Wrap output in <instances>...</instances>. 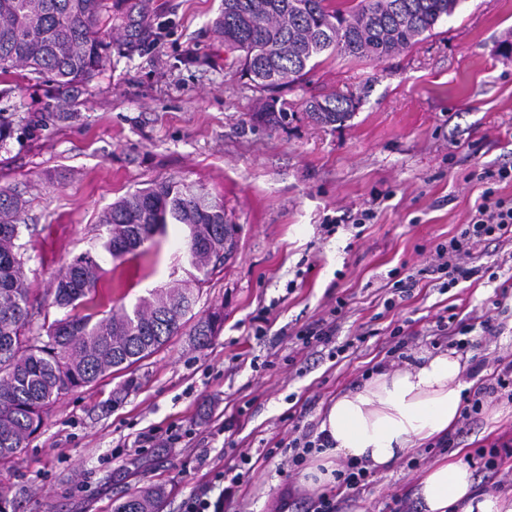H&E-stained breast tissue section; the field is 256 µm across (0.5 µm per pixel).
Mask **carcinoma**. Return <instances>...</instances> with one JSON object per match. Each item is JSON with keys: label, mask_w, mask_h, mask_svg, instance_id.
I'll return each instance as SVG.
<instances>
[{"label": "carcinoma", "mask_w": 512, "mask_h": 512, "mask_svg": "<svg viewBox=\"0 0 512 512\" xmlns=\"http://www.w3.org/2000/svg\"><path fill=\"white\" fill-rule=\"evenodd\" d=\"M462 0H222L214 32L239 53L241 72L255 87L277 91L301 81L324 54L376 61L413 47L454 15ZM150 0H0V76L17 68L46 75L60 88L90 82L105 66L112 39L143 42L151 28ZM122 20L112 26V16ZM355 109L336 91L305 100L315 123L334 125ZM288 102L267 98L256 113L271 128L295 116ZM26 201L0 187V459L16 455L59 397L147 358L186 325L201 287L235 248L224 204L180 181H161L107 207L102 250L114 263L138 255L145 242L186 227L185 256L195 287L175 285L142 298L132 311L99 316L98 283L105 269L90 254L74 258L54 278L53 303L64 310L45 334L29 328L30 291L17 243ZM223 315L195 321L189 335L205 345ZM165 488L153 485L115 502L112 512H161Z\"/></svg>", "instance_id": "1"}]
</instances>
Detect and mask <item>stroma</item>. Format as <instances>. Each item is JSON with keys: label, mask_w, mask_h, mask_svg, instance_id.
Wrapping results in <instances>:
<instances>
[{"label": "stroma", "mask_w": 512, "mask_h": 512, "mask_svg": "<svg viewBox=\"0 0 512 512\" xmlns=\"http://www.w3.org/2000/svg\"><path fill=\"white\" fill-rule=\"evenodd\" d=\"M152 39L112 49L89 84L60 89L20 68L0 92L13 131L0 142V185L28 202L20 240L33 299L31 328L63 315L52 281L75 257L100 253L99 222L113 202L176 179L223 202L237 247L200 290L196 315L224 322L202 348L172 337L130 371L63 396L17 457L0 462L9 512H112L126 493L160 484L162 512H182L189 494H219L215 471L239 451L254 468L229 512H271L307 500L300 472L266 459L295 428L319 426L326 408L381 362L389 333L430 348L427 329L454 310L468 320L495 308L501 332L480 353L512 356V237L490 243L479 265L495 280L440 290L425 275L394 310L383 307L390 270L428 265L434 248L468 222L481 201L482 168L512 164V0H463L408 51L382 61L331 56L282 90L294 120L271 129L253 114L262 93L242 76L237 53L212 32L221 0H152ZM353 96L344 122L322 127L301 112L313 94ZM374 217L357 219L364 209ZM185 229L168 225L145 254L109 271L99 289L114 308L171 281L184 266ZM344 300L338 341L345 359L292 337ZM268 310L264 336L253 318ZM135 385L120 387L127 379ZM175 424L188 447H141L143 433ZM512 443V402L485 404L459 448H417L340 512H383L412 497L429 467L475 449Z\"/></svg>", "instance_id": "obj_1"}]
</instances>
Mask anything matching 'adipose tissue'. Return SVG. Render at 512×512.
<instances>
[{"instance_id":"1","label":"adipose tissue","mask_w":512,"mask_h":512,"mask_svg":"<svg viewBox=\"0 0 512 512\" xmlns=\"http://www.w3.org/2000/svg\"><path fill=\"white\" fill-rule=\"evenodd\" d=\"M454 353L419 354L415 363L380 369L348 389L323 414L319 431L327 446L307 468L299 487L318 493L334 483L331 456L363 461L386 470L408 449L446 435L458 416L464 385ZM415 499L423 512H512V498L477 492L468 465L442 461L418 482Z\"/></svg>"}]
</instances>
